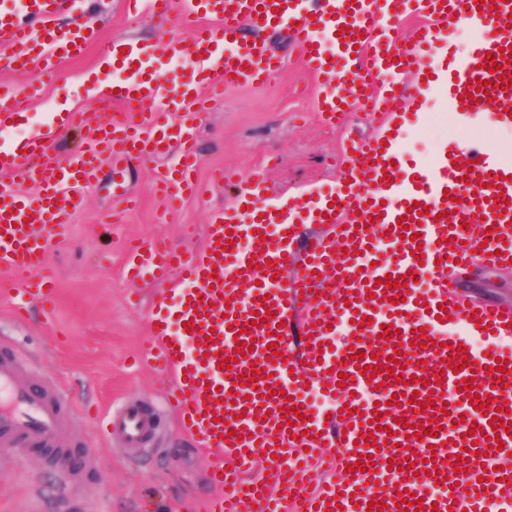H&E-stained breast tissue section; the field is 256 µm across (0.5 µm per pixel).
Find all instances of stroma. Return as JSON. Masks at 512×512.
<instances>
[{
    "label": "stroma",
    "mask_w": 512,
    "mask_h": 512,
    "mask_svg": "<svg viewBox=\"0 0 512 512\" xmlns=\"http://www.w3.org/2000/svg\"><path fill=\"white\" fill-rule=\"evenodd\" d=\"M70 15L94 28L96 39L82 56L61 62V76L49 81L38 71L0 68V83L24 87L40 81L41 95L21 98L22 118L14 140L38 137L49 113L79 110L90 120L106 115L105 85L91 86L85 75L96 69L113 37L130 34L160 45L177 34L175 23L142 12L124 11L122 0H67ZM272 46L288 62L283 72L260 87H231L208 104L198 119L196 177L209 184L214 171L232 168L247 175L261 171L270 196L287 200L304 190L336 183L348 137L368 138L376 126L365 112H354L346 125L328 127L315 109V92L303 84V68L281 40ZM484 116L471 121L449 114L446 132L414 138L406 127L402 148L411 158L431 156L452 146L457 137L482 130ZM166 160L129 166L126 182L138 197L123 203L112 191V168L104 166L98 183L80 188V204L69 229L49 248L48 265L59 290L50 315L32 312L16 320L17 280L0 276V337L16 342L33 359L21 372L35 386L60 390L75 419L67 446L83 449L89 495L72 491L64 476L41 451L15 449L0 455V512H178L179 506L202 508L212 489L204 458L170 413L158 417L154 440L140 450L125 449L120 438L103 440L84 419L87 408H108L133 399L155 410L164 392L160 375L136 363L139 344L148 335L147 309L156 284L129 283L121 264L133 241L165 238L176 249L198 252L206 244V226L219 208L239 211L238 200L215 193L183 198L171 210L157 198L153 183ZM458 295L492 306L512 308V269L474 263L457 287Z\"/></svg>",
    "instance_id": "35a3bbf8"
}]
</instances>
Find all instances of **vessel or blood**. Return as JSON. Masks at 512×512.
Returning <instances> with one entry per match:
<instances>
[{"instance_id": "1", "label": "vessel or blood", "mask_w": 512, "mask_h": 512, "mask_svg": "<svg viewBox=\"0 0 512 512\" xmlns=\"http://www.w3.org/2000/svg\"><path fill=\"white\" fill-rule=\"evenodd\" d=\"M155 16L176 15L183 33L159 47L132 38L113 39L104 57L119 72L109 102L120 113L92 123L77 112L68 124L83 125L80 146L59 153L54 133L0 147V171L36 186L28 198L0 189V273L22 280L44 312L57 302L47 268L51 240L62 235L79 205L82 185L112 163L114 190H124L131 162L174 151L177 163L160 181L170 206L202 192L194 178L196 126L225 86L267 82L285 64L260 39L246 40L243 26L275 30L288 38L306 78L316 83L315 109L332 125L363 109L378 124L376 136L349 139L343 178L288 205L264 195L260 173L243 178L227 169L210 185L248 205L246 218L217 212L207 226L205 248L194 254L156 241L131 247L125 271L131 281L161 285L150 308V336L142 361L172 376L166 400L207 460L215 491L204 512H342L399 509L416 497L435 512H512V311L460 297L454 283L474 260L493 267L512 259V163L481 145L408 162L399 149L400 126L427 91L444 87L454 112L466 119L488 113L497 127L512 126V0H150ZM24 16L0 13V46L8 61L55 77L62 60L76 57L93 40L86 28H65L60 0H24ZM409 11L428 25L407 45L389 31ZM481 30L482 38L444 71H427L426 55L446 48L454 26ZM503 54L500 70L483 69L484 58ZM178 61L180 80L169 89L146 63ZM496 90L473 100L484 80ZM18 93L0 84V129L21 117ZM178 122H170V115ZM316 232L306 233V224ZM405 279L402 291L376 292L385 278ZM398 333L381 338L382 326ZM280 339H273V331ZM483 352L457 353L471 337ZM254 349L238 355L242 342ZM364 351L361 359L352 350ZM398 355L393 371L366 375L372 361ZM22 355H0V447L39 448L70 481H79L73 448L64 446L73 418L61 394L18 380ZM465 360L463 370L453 364ZM505 370L494 367L496 360ZM348 373L340 383V373ZM472 380V390L461 387ZM418 394V402L392 405V395ZM494 406L476 411L474 396ZM295 406L300 419L283 423L281 409ZM508 413H501V406ZM380 424H373L374 414ZM423 425V439L407 424ZM157 423L132 401L111 408L104 431L125 447L149 442ZM246 431L226 442L229 431ZM497 435L502 449L487 438ZM475 451H461L465 436ZM420 461L407 467L409 453ZM233 467H226V456ZM371 456L372 466L355 462ZM460 458L462 472L448 462ZM501 467L502 480L485 469ZM337 480L317 487L319 471Z\"/></svg>"}]
</instances>
